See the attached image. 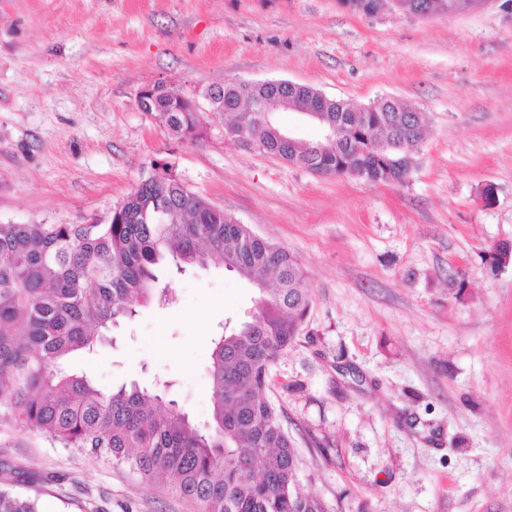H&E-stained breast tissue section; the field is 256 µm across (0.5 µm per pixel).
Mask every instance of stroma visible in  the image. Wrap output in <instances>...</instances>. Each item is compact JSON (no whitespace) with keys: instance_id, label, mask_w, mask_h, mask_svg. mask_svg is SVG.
<instances>
[{"instance_id":"1","label":"stroma","mask_w":512,"mask_h":512,"mask_svg":"<svg viewBox=\"0 0 512 512\" xmlns=\"http://www.w3.org/2000/svg\"><path fill=\"white\" fill-rule=\"evenodd\" d=\"M231 79L418 109L409 181L243 152L216 112L179 140L136 106L156 82L199 100ZM165 169L302 266L310 309L265 391L300 492L326 512H512V263H482L512 242V0L427 18L342 0H0V224L104 217ZM161 277L173 303L139 308L70 365L105 392L166 382L164 401L203 429L211 340L257 291L218 262ZM0 486L39 512H190L161 483L6 423Z\"/></svg>"}]
</instances>
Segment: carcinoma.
Listing matches in <instances>:
<instances>
[{
  "mask_svg": "<svg viewBox=\"0 0 512 512\" xmlns=\"http://www.w3.org/2000/svg\"><path fill=\"white\" fill-rule=\"evenodd\" d=\"M224 130L244 152H263L312 173L402 184L424 131L422 113L392 99L358 112L337 100L320 113L331 137L308 144L279 137L263 107L288 99L322 106L318 90L247 88L228 81ZM149 112L184 140L203 137L189 100ZM402 147L397 148L395 144ZM219 261L258 290L248 321L225 322L212 340L213 412L208 432L161 396L132 383L105 393L66 357L94 350L113 324L173 297L158 266ZM310 305L296 257L257 236L171 177L145 180L94 224H0V422L49 436L64 448L166 481L195 512H325L297 489V455L276 406L264 396L273 363L297 341ZM0 512H38L0 489Z\"/></svg>",
  "mask_w": 512,
  "mask_h": 512,
  "instance_id": "1",
  "label": "carcinoma"
}]
</instances>
